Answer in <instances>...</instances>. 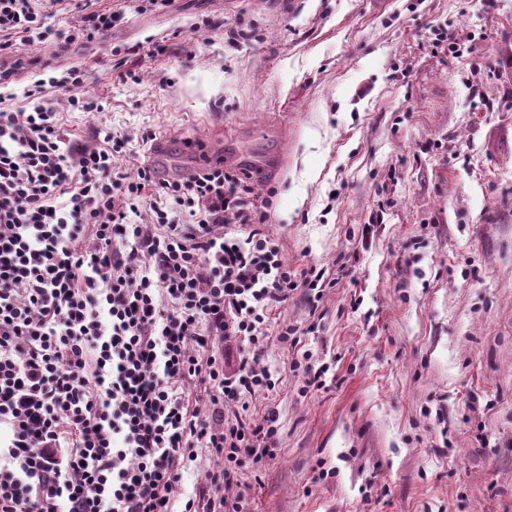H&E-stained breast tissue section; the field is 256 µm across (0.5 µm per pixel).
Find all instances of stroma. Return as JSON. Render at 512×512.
Listing matches in <instances>:
<instances>
[{
  "label": "stroma",
  "mask_w": 512,
  "mask_h": 512,
  "mask_svg": "<svg viewBox=\"0 0 512 512\" xmlns=\"http://www.w3.org/2000/svg\"><path fill=\"white\" fill-rule=\"evenodd\" d=\"M444 24L464 56L433 45ZM72 59L97 108L49 93L65 138L112 129L129 174L164 179L194 144L272 200L258 230L289 267L335 280L271 315L253 512H512V0H172ZM300 350L328 368L304 395Z\"/></svg>",
  "instance_id": "stroma-1"
}]
</instances>
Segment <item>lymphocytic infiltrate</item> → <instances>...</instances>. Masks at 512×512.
Segmentation results:
<instances>
[{
	"mask_svg": "<svg viewBox=\"0 0 512 512\" xmlns=\"http://www.w3.org/2000/svg\"><path fill=\"white\" fill-rule=\"evenodd\" d=\"M47 2L0 0V512H251L233 486L277 445L276 412L242 415L276 386L258 358L270 314L325 273L288 267L255 230L267 206L223 167L159 182L147 166L124 172L112 131L65 143L47 91L94 105L84 71L59 61L123 15L92 11L61 32ZM47 42L55 59L34 51ZM27 74L19 106L10 86ZM202 453L212 466L184 495Z\"/></svg>",
	"mask_w": 512,
	"mask_h": 512,
	"instance_id": "lymphocytic-infiltrate-1",
	"label": "lymphocytic infiltrate"
}]
</instances>
